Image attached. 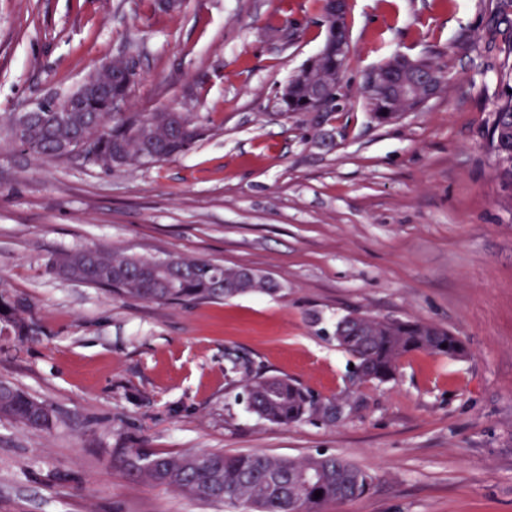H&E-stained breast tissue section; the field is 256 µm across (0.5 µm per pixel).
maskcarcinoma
<instances>
[{
	"mask_svg": "<svg viewBox=\"0 0 512 512\" xmlns=\"http://www.w3.org/2000/svg\"><path fill=\"white\" fill-rule=\"evenodd\" d=\"M327 35L318 65L302 68L288 82L282 101L290 112L316 110L326 117L339 111L337 92L314 98V81L337 69L343 75L350 64L347 53H336V42L345 37V18L323 16ZM488 51L512 56V19L496 13L491 19ZM115 67H125L131 79L114 82V98L129 99L137 83L138 60L131 54L112 58ZM503 92L489 132L488 151L495 159V173L504 189L512 194V61L500 72ZM367 104L379 120L399 118L395 109L382 112L380 99L366 93ZM61 100L47 102L51 111L30 112L25 132L12 134L14 142L30 154L54 160L76 155L106 171L133 165L157 164L189 150L206 133V127L192 119L178 134L169 132L171 112H56ZM51 268L68 280L84 282L119 297L163 304L205 303L232 298L268 288L246 284L242 273L201 259L172 256L164 259L128 255L116 249H87L63 253L51 260ZM24 300L0 297V322L20 336L32 332L24 316ZM336 341L356 362L365 380L393 379L401 360L416 351L462 358L465 345L438 325L419 320L383 319L348 314L336 322ZM250 409L260 418L278 425H290L306 418L335 415L334 406L290 379L259 376L245 384ZM0 416L35 430L53 423L51 410L42 402L7 382H0ZM120 467L134 484L164 486L201 503H221L236 512H323L328 503H343L364 495L372 475L333 454L300 459L260 452L224 453L207 451L180 455L157 454L141 448H123ZM322 491L316 497V491Z\"/></svg>",
	"mask_w": 512,
	"mask_h": 512,
	"instance_id": "obj_1",
	"label": "carcinoma"
}]
</instances>
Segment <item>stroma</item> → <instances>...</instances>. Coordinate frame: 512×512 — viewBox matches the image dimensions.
Instances as JSON below:
<instances>
[{"instance_id": "35a3bbf8", "label": "stroma", "mask_w": 512, "mask_h": 512, "mask_svg": "<svg viewBox=\"0 0 512 512\" xmlns=\"http://www.w3.org/2000/svg\"><path fill=\"white\" fill-rule=\"evenodd\" d=\"M509 6L350 0L341 110L322 122L279 101L323 45L317 0H0V295L34 325L0 334V381L55 415L44 431L0 418V512H225L130 484L122 448L336 454L373 476L324 512H512V204L487 150L503 56L485 49ZM121 53L141 71L129 111L207 121L187 153L106 172L15 145L17 117ZM396 53L437 57L446 82L379 122L365 78ZM96 247L251 268L277 290L167 305L50 272ZM354 312L434 323L468 354L358 380L335 336ZM267 375L335 418H259L244 384Z\"/></svg>"}]
</instances>
